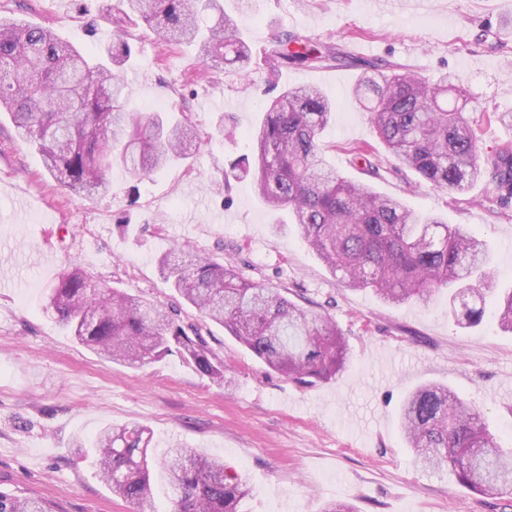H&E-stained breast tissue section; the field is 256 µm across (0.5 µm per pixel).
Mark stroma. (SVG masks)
<instances>
[{
    "instance_id": "stroma-1",
    "label": "stroma",
    "mask_w": 512,
    "mask_h": 512,
    "mask_svg": "<svg viewBox=\"0 0 512 512\" xmlns=\"http://www.w3.org/2000/svg\"><path fill=\"white\" fill-rule=\"evenodd\" d=\"M250 59L204 68L195 46L128 26L131 108L185 111L189 160L130 184L113 174L107 195L61 188L0 115V493L36 497L56 512H132L101 479L92 450L106 425L140 424L163 452L178 442L223 459L249 494L240 512H321L336 501L357 512H512V496L478 494L446 468L413 462L400 428L404 398L434 382L482 413L512 448V334L499 331L487 300L483 323L458 326L446 293L391 305L344 287L284 211L269 209L250 180L225 183L230 163L251 155L246 133L270 101L295 85L333 102L323 140L337 171L398 196L415 211L466 226L488 248L498 287H512V200L490 167L462 193L433 190L398 168L351 91L365 64H401L430 81L449 76L478 101L466 118L479 157L512 142V0H223ZM112 0H0L25 23L51 27L76 47L105 50L119 35ZM333 43L347 62L272 70L278 32ZM373 153L377 174L355 150ZM188 244L241 277L279 289L333 317L348 344L336 377L301 385L270 369L223 327L202 318L160 277L157 258ZM98 286L178 310L224 364L225 382L168 356L129 368L101 359L47 311L50 286L69 264Z\"/></svg>"
}]
</instances>
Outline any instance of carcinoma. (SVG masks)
<instances>
[{"label": "carcinoma", "mask_w": 512, "mask_h": 512, "mask_svg": "<svg viewBox=\"0 0 512 512\" xmlns=\"http://www.w3.org/2000/svg\"><path fill=\"white\" fill-rule=\"evenodd\" d=\"M125 19L150 26L161 38L195 43L206 66L234 65L250 56L235 19L219 0H119ZM277 67L336 62L332 45L306 44L293 32L275 37ZM130 57L121 37L102 53L81 50L42 26L0 16V111L18 137L41 158L62 187L88 196L105 194L112 170L132 182L190 155L187 126L173 116L129 108L120 68ZM380 79L365 76L356 102L385 148L421 183L464 191L481 175L477 137L464 116L469 98L444 77L430 82L410 69L384 63ZM332 104L316 87L293 86L271 102L248 131L252 160L224 172L250 175L259 198L288 210L305 242L346 286L371 290L392 304L427 301L440 289L464 303L463 319L485 316L487 252L469 231L410 209L402 199L343 176L330 162L321 134ZM498 190L512 199V144L489 161ZM176 258L163 254L166 283L206 318L221 325L255 357L301 383L329 381L347 360L342 331L328 316L310 313L278 289L245 281L231 268L187 245ZM49 307L78 342L130 365L178 354L197 371L224 380V363L200 330L166 310L116 288H95L73 266L52 288ZM498 327L512 332V289L500 295ZM404 439L414 461L450 468L473 492L512 495V451L504 452L483 415L445 386L427 383L401 406ZM137 425L104 427L94 439L97 465L113 493L147 512L157 490L173 512H239L245 479L224 461L195 448H169L156 456ZM0 512H53L30 497L0 494Z\"/></svg>", "instance_id": "carcinoma-1"}]
</instances>
